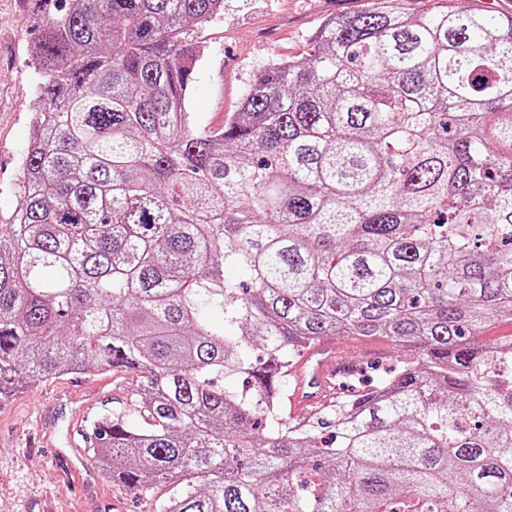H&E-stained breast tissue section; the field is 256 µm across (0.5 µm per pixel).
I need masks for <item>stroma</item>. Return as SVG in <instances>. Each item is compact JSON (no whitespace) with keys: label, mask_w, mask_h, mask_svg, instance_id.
<instances>
[{"label":"stroma","mask_w":512,"mask_h":512,"mask_svg":"<svg viewBox=\"0 0 512 512\" xmlns=\"http://www.w3.org/2000/svg\"><path fill=\"white\" fill-rule=\"evenodd\" d=\"M370 0H225L199 34L200 61L189 99L196 126L218 135L257 76L272 62L297 61L332 17L365 11ZM36 34L32 0H0V220L20 205L21 161L37 107L28 49ZM130 371L58 375L0 402V512H153L169 483L132 492L103 479L66 478L60 456L85 464V423L104 408L137 421Z\"/></svg>","instance_id":"stroma-1"}]
</instances>
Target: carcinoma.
Listing matches in <instances>:
<instances>
[{
    "label": "carcinoma",
    "mask_w": 512,
    "mask_h": 512,
    "mask_svg": "<svg viewBox=\"0 0 512 512\" xmlns=\"http://www.w3.org/2000/svg\"><path fill=\"white\" fill-rule=\"evenodd\" d=\"M37 2L0 396L138 373L139 423L104 411L87 454L127 490L176 482L156 512H512V336L478 340L512 320V17L372 0L210 135L188 91L224 0ZM329 336L405 355L292 423L268 398Z\"/></svg>",
    "instance_id": "cac0c4a2"
}]
</instances>
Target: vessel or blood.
Returning a JSON list of instances; mask_svg holds the SVG:
<instances>
[{"label":"vessel or blood","mask_w":512,"mask_h":512,"mask_svg":"<svg viewBox=\"0 0 512 512\" xmlns=\"http://www.w3.org/2000/svg\"><path fill=\"white\" fill-rule=\"evenodd\" d=\"M355 366L353 355L342 352L333 340L312 347L294 368L295 386L289 396L293 409L303 412L324 404L332 380L349 374Z\"/></svg>","instance_id":"b4317fda"}]
</instances>
